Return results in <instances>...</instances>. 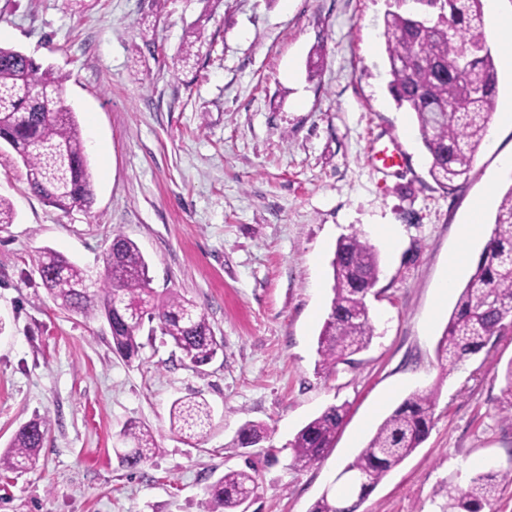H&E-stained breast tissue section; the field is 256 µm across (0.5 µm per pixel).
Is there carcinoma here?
<instances>
[{"mask_svg":"<svg viewBox=\"0 0 512 512\" xmlns=\"http://www.w3.org/2000/svg\"><path fill=\"white\" fill-rule=\"evenodd\" d=\"M423 12L389 11L384 19L389 88L397 104L415 115L429 158V174L448 186L470 171L485 140L495 110L497 70L485 36L483 0H414ZM433 18L432 31L421 36L420 24ZM65 77L14 48L0 46V140L26 169L31 190L63 212L88 211L94 202L93 175L76 113L65 105ZM43 285L63 309L86 318L103 317L111 333L112 352L130 362L144 348L145 323H156L185 359L209 364L222 345L197 304L177 293L151 288L149 263L133 240L118 235L105 257L101 283L89 280L64 255L46 250L39 257ZM333 297L317 343V369L332 373L349 356L369 347L374 325L367 305L379 278L378 254L357 233L339 239L334 258ZM512 327V187L503 195L475 272L461 288L436 354L446 374L461 369L503 331ZM500 410L512 421V361L501 374ZM436 407L434 391L414 393L380 424L368 444L336 476L310 512H357L384 477L428 438ZM347 415L333 404L302 427L289 442L293 462H317L333 447ZM212 420L209 405L180 398L170 410V429L191 440L202 436ZM47 420L23 424L0 455V469L36 466ZM122 437L132 448L117 458L136 469L160 452L154 431L131 424ZM268 438L261 423L247 422L233 448H251ZM512 483V466L479 474L469 486L448 493V512H484L498 487ZM253 468L231 469L207 488L204 512H243L257 497Z\"/></svg>","mask_w":512,"mask_h":512,"instance_id":"carcinoma-1","label":"carcinoma"}]
</instances>
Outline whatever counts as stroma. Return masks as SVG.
I'll return each instance as SVG.
<instances>
[{
	"label": "stroma",
	"mask_w": 512,
	"mask_h": 512,
	"mask_svg": "<svg viewBox=\"0 0 512 512\" xmlns=\"http://www.w3.org/2000/svg\"><path fill=\"white\" fill-rule=\"evenodd\" d=\"M414 0H0V45L65 77L93 173L89 212L32 192L0 147V448L36 415L50 421L37 467L0 470V512H202L208 484L253 466L248 512H309L378 425L417 391L438 394L427 440L358 512H443L447 491L512 464L496 372L512 330L442 376L436 347L457 295L440 298L476 202L491 225L512 173V126L491 114L467 180L438 185L412 113L397 108L382 35ZM200 33L195 55L181 45ZM398 144L405 170L376 166ZM362 234L381 273L370 348L316 368L337 241ZM135 241L151 286L195 301L224 351L196 368L161 334L139 359L112 352L108 325L60 308L38 258L57 251L94 280L115 235ZM212 410L206 434L170 430L175 399ZM348 413L321 461L292 466L288 443L332 404ZM271 437L231 442L246 422ZM131 423L156 434L138 470L115 455Z\"/></svg>",
	"instance_id": "stroma-1"
}]
</instances>
